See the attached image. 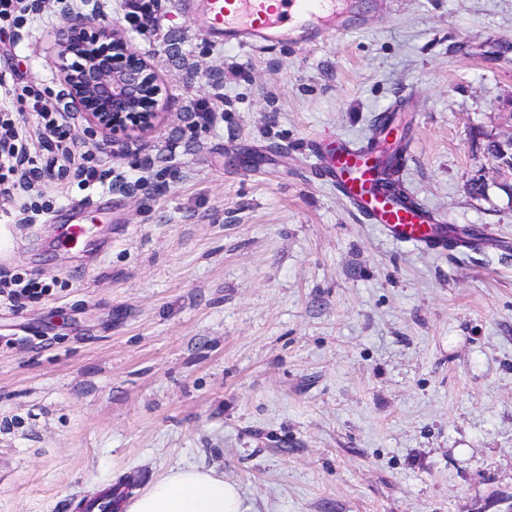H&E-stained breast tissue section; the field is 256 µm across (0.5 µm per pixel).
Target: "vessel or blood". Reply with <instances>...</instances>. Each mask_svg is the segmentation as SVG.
Wrapping results in <instances>:
<instances>
[{
  "label": "vessel or blood",
  "mask_w": 512,
  "mask_h": 512,
  "mask_svg": "<svg viewBox=\"0 0 512 512\" xmlns=\"http://www.w3.org/2000/svg\"><path fill=\"white\" fill-rule=\"evenodd\" d=\"M181 6L202 14L208 34L247 50L300 34L321 42L342 30L346 15L341 0H181ZM318 152L326 178L365 223L382 225L399 242L435 243L428 230L433 216L424 207L406 206L384 192L376 181L370 150L338 140L319 146Z\"/></svg>",
  "instance_id": "vessel-or-blood-1"
}]
</instances>
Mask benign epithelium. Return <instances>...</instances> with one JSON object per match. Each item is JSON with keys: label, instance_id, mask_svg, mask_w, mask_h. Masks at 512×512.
Segmentation results:
<instances>
[{"label": "benign epithelium", "instance_id": "benign-epithelium-1", "mask_svg": "<svg viewBox=\"0 0 512 512\" xmlns=\"http://www.w3.org/2000/svg\"><path fill=\"white\" fill-rule=\"evenodd\" d=\"M58 69L72 104L110 143L153 130L162 86L123 28L71 15L58 34Z\"/></svg>", "mask_w": 512, "mask_h": 512}]
</instances>
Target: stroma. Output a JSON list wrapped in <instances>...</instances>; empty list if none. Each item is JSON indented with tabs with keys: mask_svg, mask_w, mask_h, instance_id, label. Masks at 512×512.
<instances>
[{
	"mask_svg": "<svg viewBox=\"0 0 512 512\" xmlns=\"http://www.w3.org/2000/svg\"><path fill=\"white\" fill-rule=\"evenodd\" d=\"M71 14L127 29L163 116L105 149L68 108L71 146L111 182L0 200V275L46 287L0 306V512H75L178 465L223 473L252 512H499L512 196L485 144L512 135V0H355L349 32L255 51L176 0L142 28L121 0H51L0 55L34 155L28 92L56 101ZM391 110L404 192L480 245L394 243L327 182L317 145L368 144ZM84 202L93 235L64 247Z\"/></svg>",
	"mask_w": 512,
	"mask_h": 512,
	"instance_id": "stroma-1",
	"label": "stroma"
}]
</instances>
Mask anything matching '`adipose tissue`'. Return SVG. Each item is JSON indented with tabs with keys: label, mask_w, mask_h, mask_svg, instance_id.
Listing matches in <instances>:
<instances>
[{
	"label": "adipose tissue",
	"mask_w": 512,
	"mask_h": 512,
	"mask_svg": "<svg viewBox=\"0 0 512 512\" xmlns=\"http://www.w3.org/2000/svg\"><path fill=\"white\" fill-rule=\"evenodd\" d=\"M125 512H247L237 485L222 474L177 466L129 497Z\"/></svg>",
	"instance_id": "obj_1"
}]
</instances>
